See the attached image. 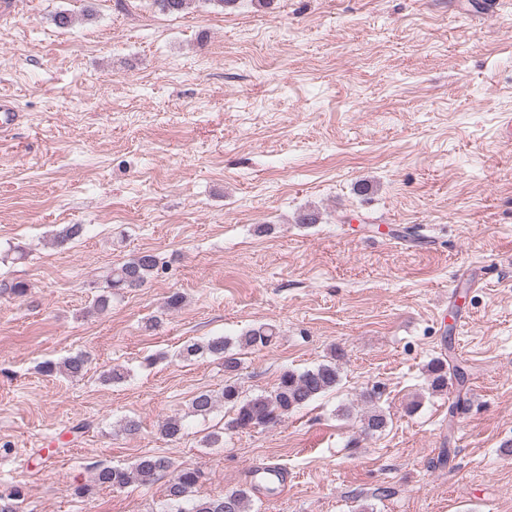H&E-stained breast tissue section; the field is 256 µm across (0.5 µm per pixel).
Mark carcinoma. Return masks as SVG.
<instances>
[{"label":"carcinoma","mask_w":512,"mask_h":512,"mask_svg":"<svg viewBox=\"0 0 512 512\" xmlns=\"http://www.w3.org/2000/svg\"><path fill=\"white\" fill-rule=\"evenodd\" d=\"M159 259L152 252H142L132 260L112 269L107 287L113 290L134 289L142 287L158 270ZM0 293H9L16 297L28 294L25 281L15 278L0 281ZM276 337L274 326L262 324L247 330L236 341L224 336H212L203 342H193L184 346L180 356L191 360L198 356L216 357L224 361V372L233 375L240 368L241 361L237 352L257 350L269 346ZM88 357L75 354L60 363L47 361L41 370L48 376L60 371L72 378L84 375ZM429 385L432 391L440 392L448 388V379H454L459 387H464L466 372L455 364L453 358L433 361L428 369ZM340 381L336 356L314 368L303 372L283 371L272 390L252 396L243 395L237 383L227 380L219 394L211 391L197 393L190 402V413L206 417L213 413L218 404L229 406L233 417L227 423L232 430L253 428H270L277 426L290 412L306 406L321 394L333 389ZM385 415L377 410L363 416L365 430L375 433L385 428ZM183 418L171 416L161 426L162 437L176 441L184 435ZM168 477L166 512H250L252 507L250 490L240 488L229 496L196 501L191 508L182 507L193 489L205 480V472L199 468L181 467L160 455H144L132 467L106 466L95 474V482L116 488L126 487L132 483L149 485L158 477ZM23 497L21 488L11 485L0 490V512H20L19 501Z\"/></svg>","instance_id":"obj_1"}]
</instances>
